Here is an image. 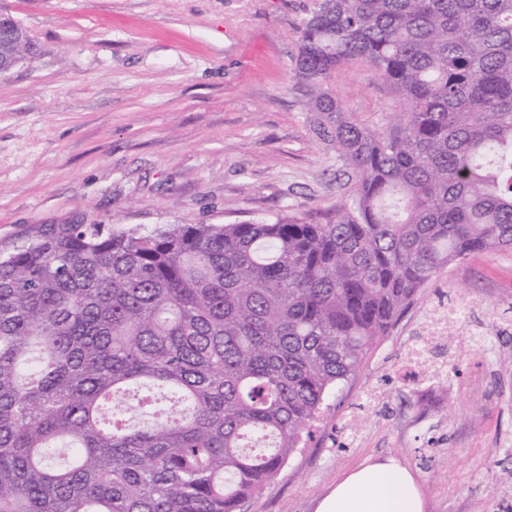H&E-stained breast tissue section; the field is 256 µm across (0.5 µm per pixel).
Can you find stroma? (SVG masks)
<instances>
[{
    "label": "stroma",
    "mask_w": 512,
    "mask_h": 512,
    "mask_svg": "<svg viewBox=\"0 0 512 512\" xmlns=\"http://www.w3.org/2000/svg\"><path fill=\"white\" fill-rule=\"evenodd\" d=\"M314 0H0L37 44L0 75V254L50 224L151 229L326 211L351 166L305 111L295 57ZM344 112L399 111L364 61ZM409 467L426 512H512V250L457 260L415 296L312 437L240 512H315L353 468Z\"/></svg>",
    "instance_id": "stroma-1"
}]
</instances>
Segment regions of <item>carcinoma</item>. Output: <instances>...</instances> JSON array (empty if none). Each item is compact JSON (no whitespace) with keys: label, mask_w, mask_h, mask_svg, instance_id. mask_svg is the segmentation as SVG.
<instances>
[{"label":"carcinoma","mask_w":512,"mask_h":512,"mask_svg":"<svg viewBox=\"0 0 512 512\" xmlns=\"http://www.w3.org/2000/svg\"><path fill=\"white\" fill-rule=\"evenodd\" d=\"M357 59L402 99L384 129L329 88ZM297 68L355 174L325 217L0 258V512H239L421 288L512 249V0H316Z\"/></svg>","instance_id":"cac0c4a2"}]
</instances>
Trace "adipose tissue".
I'll list each match as a JSON object with an SVG mask.
<instances>
[{"mask_svg":"<svg viewBox=\"0 0 512 512\" xmlns=\"http://www.w3.org/2000/svg\"><path fill=\"white\" fill-rule=\"evenodd\" d=\"M316 512H424V501L410 469L385 459L348 472L319 501Z\"/></svg>","mask_w":512,"mask_h":512,"instance_id":"ef3b65f1","label":"adipose tissue"}]
</instances>
